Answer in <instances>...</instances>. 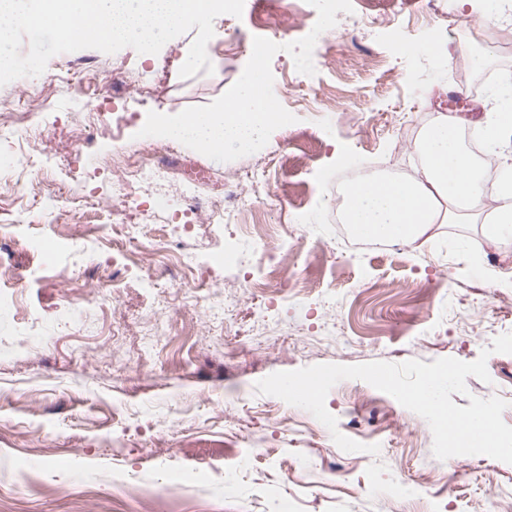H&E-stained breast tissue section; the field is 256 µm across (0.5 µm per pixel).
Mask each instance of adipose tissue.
<instances>
[{
    "mask_svg": "<svg viewBox=\"0 0 512 512\" xmlns=\"http://www.w3.org/2000/svg\"><path fill=\"white\" fill-rule=\"evenodd\" d=\"M497 109L483 127L486 153L503 156L512 135V83L492 88ZM460 117L438 114L419 143L421 174L403 180L368 177L352 183L345 197L346 219L354 234L366 239L408 244L435 224L478 219L491 242H512V165L505 167L494 197H487L483 165L462 141Z\"/></svg>",
    "mask_w": 512,
    "mask_h": 512,
    "instance_id": "obj_1",
    "label": "adipose tissue"
}]
</instances>
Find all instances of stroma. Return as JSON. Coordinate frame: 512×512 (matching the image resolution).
Returning a JSON list of instances; mask_svg holds the SVG:
<instances>
[{
  "mask_svg": "<svg viewBox=\"0 0 512 512\" xmlns=\"http://www.w3.org/2000/svg\"><path fill=\"white\" fill-rule=\"evenodd\" d=\"M313 51L315 75L292 57L271 62L275 89L337 106L332 132L311 114L275 130L258 152L217 162L175 143L156 160L174 186H153L131 220L163 228L187 224L190 263L176 278L153 275L149 262L112 247L114 159L133 161L149 142L139 137L148 112H179L211 103L237 80L254 37L279 44L312 30L306 0H245L242 17L215 23L207 54L213 74L182 78V48L195 31L147 56L126 47L53 56L44 74L0 87V110L31 129L29 146L0 142V156L35 174V189L0 183V221L42 219L46 198L66 202L47 241H19L7 263L37 280L0 293V506L15 512H137L113 487L112 470L135 476L156 512H197L237 487L235 512H484L490 492L512 501V464L485 455L441 461L428 423L367 382H338L326 398L339 431L380 447L378 455L342 451L307 410L259 394L255 384L279 371L316 364L373 361H474L512 332V288L493 277L512 273V243L490 242L476 224H437L429 237L400 250H343L336 224L315 206L341 160L360 168L389 160L408 130L447 112L449 102L477 99L462 112L479 130L491 104L472 82L455 77L444 50L475 47L488 71L512 73V51L492 43L499 18L450 0L447 17L421 0H352ZM417 47L406 63L397 44ZM144 87L114 95L112 79ZM100 115L93 139L74 122ZM124 115L113 124V113ZM206 173L201 195L224 197V177H239L243 205L235 220L215 213L196 224L167 205L194 167ZM247 224H266L265 253L252 252ZM294 251L295 277L268 274ZM478 258L471 267L470 258ZM124 287L116 301L70 319L73 302L94 292L98 274ZM240 276L256 285L231 287ZM42 346L25 351L30 330ZM490 382L466 379L468 396L506 401L512 426V354L487 361ZM337 467L338 476L328 473Z\"/></svg>",
  "mask_w": 512,
  "mask_h": 512,
  "instance_id": "1",
  "label": "stroma"
}]
</instances>
